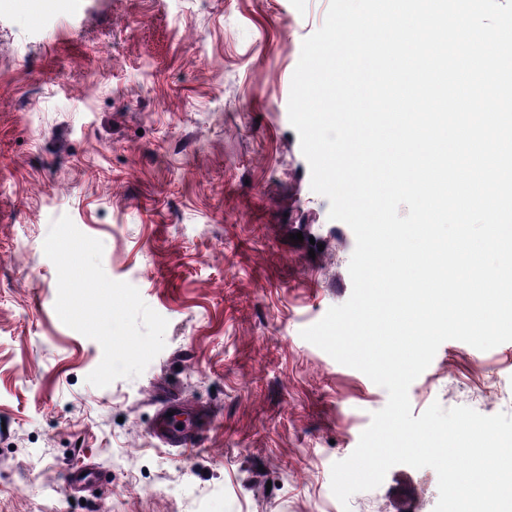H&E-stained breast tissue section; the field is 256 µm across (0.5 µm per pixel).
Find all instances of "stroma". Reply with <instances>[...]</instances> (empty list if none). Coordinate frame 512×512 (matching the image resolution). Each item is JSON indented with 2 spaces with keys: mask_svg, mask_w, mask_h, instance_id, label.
<instances>
[{
  "mask_svg": "<svg viewBox=\"0 0 512 512\" xmlns=\"http://www.w3.org/2000/svg\"><path fill=\"white\" fill-rule=\"evenodd\" d=\"M328 5L0 0V512H434L430 468L331 491L388 394L300 335L352 292L288 117ZM64 215L168 322L139 377L86 381L102 347L60 321L43 249ZM170 395L211 410L201 447L152 437ZM408 396L512 414V341H445ZM83 465L100 481L66 497Z\"/></svg>",
  "mask_w": 512,
  "mask_h": 512,
  "instance_id": "35a3bbf8",
  "label": "stroma"
}]
</instances>
